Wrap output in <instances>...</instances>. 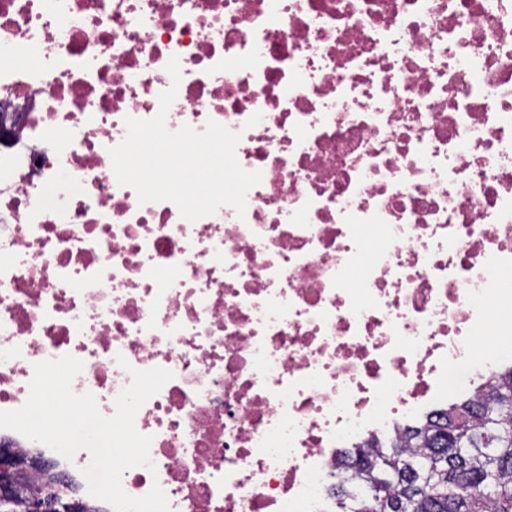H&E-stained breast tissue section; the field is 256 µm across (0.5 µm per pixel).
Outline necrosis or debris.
I'll use <instances>...</instances> for the list:
<instances>
[{
	"label": "necrosis or debris",
	"instance_id": "4bbe7bcc",
	"mask_svg": "<svg viewBox=\"0 0 512 512\" xmlns=\"http://www.w3.org/2000/svg\"><path fill=\"white\" fill-rule=\"evenodd\" d=\"M214 120L261 171L244 216L139 203L109 150ZM0 410L83 362L112 416L130 369L171 512H327L336 453L395 439L512 358V0H0ZM495 337L492 350L482 337ZM82 470L16 431L0 447Z\"/></svg>",
	"mask_w": 512,
	"mask_h": 512
}]
</instances>
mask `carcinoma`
Listing matches in <instances>:
<instances>
[{"label": "carcinoma", "mask_w": 512, "mask_h": 512, "mask_svg": "<svg viewBox=\"0 0 512 512\" xmlns=\"http://www.w3.org/2000/svg\"><path fill=\"white\" fill-rule=\"evenodd\" d=\"M364 484L357 495L343 481L336 496L345 512H512V366L479 396L425 418L388 448L340 457ZM31 478L0 512H19Z\"/></svg>", "instance_id": "1"}]
</instances>
